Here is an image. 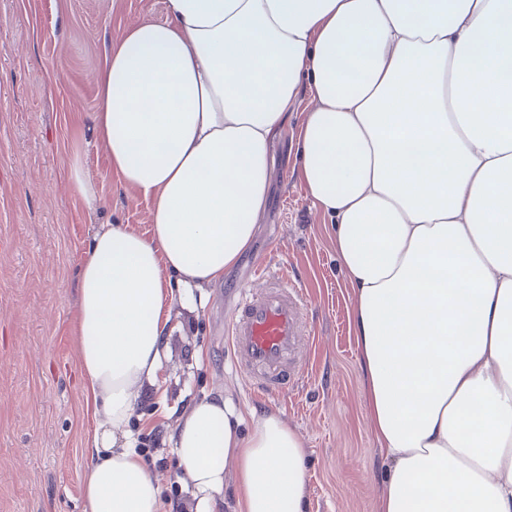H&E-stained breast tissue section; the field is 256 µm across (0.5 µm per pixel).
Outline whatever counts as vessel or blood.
I'll list each match as a JSON object with an SVG mask.
<instances>
[{
    "label": "vessel or blood",
    "mask_w": 512,
    "mask_h": 512,
    "mask_svg": "<svg viewBox=\"0 0 512 512\" xmlns=\"http://www.w3.org/2000/svg\"><path fill=\"white\" fill-rule=\"evenodd\" d=\"M312 338L297 283L264 267L240 288L226 340L252 398L270 400L292 389L309 366Z\"/></svg>",
    "instance_id": "b4317fda"
}]
</instances>
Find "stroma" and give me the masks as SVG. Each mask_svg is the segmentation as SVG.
<instances>
[{
	"label": "stroma",
	"mask_w": 512,
	"mask_h": 512,
	"mask_svg": "<svg viewBox=\"0 0 512 512\" xmlns=\"http://www.w3.org/2000/svg\"><path fill=\"white\" fill-rule=\"evenodd\" d=\"M142 17L164 20V0H0V512H85L93 419L73 334L79 270L98 225L150 231L147 201L119 185L95 141L91 76L126 23ZM301 120L293 113L274 147L273 192L251 248L203 308L174 304L158 381L141 391L127 425L173 512H189L193 498L169 437L205 397L230 399L246 418L279 413L301 436L305 512L378 509L386 466L364 403L352 292L288 152ZM76 152L99 196L93 211L69 179ZM260 262L302 285L315 330L307 374L270 402L249 396L225 343L238 287Z\"/></svg>",
	"instance_id": "stroma-1"
}]
</instances>
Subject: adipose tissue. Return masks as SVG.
I'll return each mask as SVG.
<instances>
[{
    "instance_id": "obj_1",
    "label": "adipose tissue",
    "mask_w": 512,
    "mask_h": 512,
    "mask_svg": "<svg viewBox=\"0 0 512 512\" xmlns=\"http://www.w3.org/2000/svg\"><path fill=\"white\" fill-rule=\"evenodd\" d=\"M92 80L94 133L149 235L99 225L77 284L87 512H162L126 446L175 288L211 287L267 213L273 144L334 227L387 463L378 512H512V0H165ZM205 399L170 441L194 512H303L301 437Z\"/></svg>"
}]
</instances>
